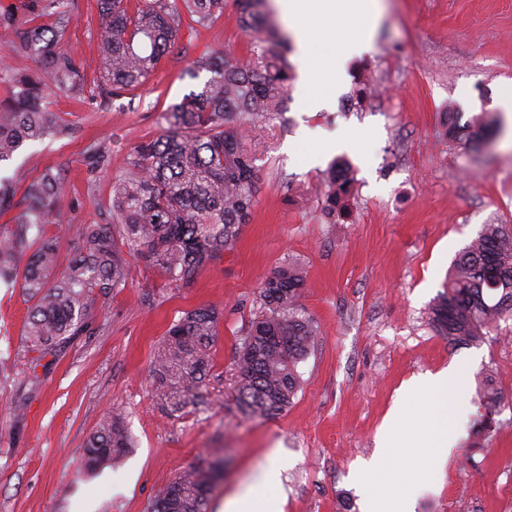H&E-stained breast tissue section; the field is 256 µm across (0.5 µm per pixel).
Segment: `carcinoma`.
I'll use <instances>...</instances> for the list:
<instances>
[{
  "mask_svg": "<svg viewBox=\"0 0 512 512\" xmlns=\"http://www.w3.org/2000/svg\"><path fill=\"white\" fill-rule=\"evenodd\" d=\"M252 57L243 62L225 53L202 57L186 71L192 79L208 74L196 90L163 113L159 136L140 142L124 170L111 177L112 224H72L82 243L72 264L56 274L60 241L43 236L58 224L64 184L45 169L23 192L13 178L0 176V216L12 211L15 228L0 243V281L21 277L35 299L26 321L30 347L46 352L77 334L99 300L127 286L130 259L143 258L180 287L192 285L239 239L255 203V155L242 145L245 126L272 120L285 111L292 78L286 55L274 49L263 0H236ZM99 62L103 91L114 96L145 84L183 27H206L224 14V0H98ZM73 20L65 0H35L29 18L0 13V45L29 58L33 67L0 78V168L23 145L63 132L68 124L47 104L52 94L84 93L82 67L62 50ZM468 145H483V116L471 119ZM322 217L328 224L349 215L353 170L333 163L324 178ZM303 269L276 267L262 283L259 314L251 322L237 362V401L247 416L274 418L286 411L300 387L298 364L315 345L317 326L301 304ZM428 318L450 346H478L500 322L512 319V231L486 224L458 257L444 291ZM220 315L212 308L190 310L173 323L157 350L153 389L171 414L206 403L204 385L212 368L211 345ZM483 412L478 425L489 436L494 416L509 401L486 375L477 383ZM131 447L123 421L113 416L85 443L92 464L112 462ZM220 468L190 466L159 490L151 512H207Z\"/></svg>",
  "mask_w": 512,
  "mask_h": 512,
  "instance_id": "carcinoma-1",
  "label": "carcinoma"
}]
</instances>
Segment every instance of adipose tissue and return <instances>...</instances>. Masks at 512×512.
Instances as JSON below:
<instances>
[{
	"label": "adipose tissue",
	"instance_id": "ef3b65f1",
	"mask_svg": "<svg viewBox=\"0 0 512 512\" xmlns=\"http://www.w3.org/2000/svg\"><path fill=\"white\" fill-rule=\"evenodd\" d=\"M280 7L297 44L298 94L308 106H320L346 62L368 50V32L381 16V0H282ZM457 379V374L443 371L411 386L430 399L425 428L408 432L406 440L413 447L430 449L432 459L441 466L459 437L451 410ZM281 469L280 461H273L257 490L226 498L219 512H267V495L281 490Z\"/></svg>",
	"mask_w": 512,
	"mask_h": 512
}]
</instances>
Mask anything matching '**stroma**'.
<instances>
[{
    "label": "stroma",
    "mask_w": 512,
    "mask_h": 512,
    "mask_svg": "<svg viewBox=\"0 0 512 512\" xmlns=\"http://www.w3.org/2000/svg\"><path fill=\"white\" fill-rule=\"evenodd\" d=\"M76 18L64 45L83 66L86 96L54 97L70 124L64 136L26 146L13 168L26 187L46 168L66 187L60 223L44 227L63 243L60 266L79 244L72 224L111 223L112 188L85 151L109 155L123 170L133 148L161 134L162 112L194 88L186 70L203 55L249 60L235 0L214 24L183 30L154 77L135 91L98 94L97 0H69ZM367 100H350L360 74ZM512 88V0H386L369 50L352 59L329 109L305 110L288 86L283 116L256 126L246 145L256 157L253 216L233 248L188 288L145 260L131 262L126 288L98 308L83 334L41 355L26 341L34 304L21 282L0 283V512H150L158 491L200 460L220 459L224 475L207 512L255 489L278 453L283 494L271 512H362L370 494L360 466L378 453L392 410L417 413L410 383L462 370L467 391L454 409L461 437L444 470L417 450L414 512H512V403L496 415L482 450L470 448L478 411L476 380L493 372L512 395V328L473 347H450L426 311L443 292L453 263L487 224L512 226V145L498 107ZM486 112L490 144L471 151L446 131V115ZM357 148L329 149L336 135ZM346 156L355 168L351 215L325 224L323 176ZM285 262L306 272L302 303L318 326L298 366L300 388L288 410L260 421L236 401L239 350L259 305L262 282ZM208 306L222 319L212 347L206 409L169 415L154 397L159 343L184 312ZM121 414L132 437L124 456L88 465L84 445L107 416Z\"/></svg>",
    "instance_id": "stroma-1"
}]
</instances>
